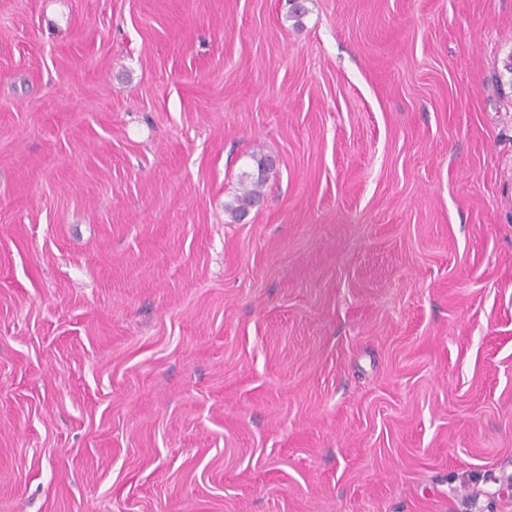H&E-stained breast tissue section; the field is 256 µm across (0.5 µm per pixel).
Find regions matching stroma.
<instances>
[{
	"label": "stroma",
	"mask_w": 512,
	"mask_h": 512,
	"mask_svg": "<svg viewBox=\"0 0 512 512\" xmlns=\"http://www.w3.org/2000/svg\"><path fill=\"white\" fill-rule=\"evenodd\" d=\"M306 6L0 0V512H512V0ZM272 167V159L261 157L256 160V172H244L242 174L240 180L242 192L236 196L233 203L227 206L235 220L240 221L259 202L262 188L267 179V172Z\"/></svg>",
	"instance_id": "1"
}]
</instances>
